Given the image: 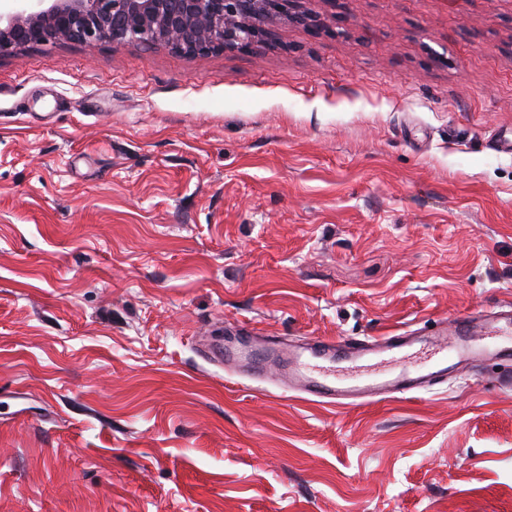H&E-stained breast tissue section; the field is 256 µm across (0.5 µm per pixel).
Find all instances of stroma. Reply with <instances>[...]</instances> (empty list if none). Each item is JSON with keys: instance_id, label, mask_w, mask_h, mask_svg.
I'll use <instances>...</instances> for the list:
<instances>
[{"instance_id": "stroma-1", "label": "stroma", "mask_w": 512, "mask_h": 512, "mask_svg": "<svg viewBox=\"0 0 512 512\" xmlns=\"http://www.w3.org/2000/svg\"><path fill=\"white\" fill-rule=\"evenodd\" d=\"M305 7L0 58V512H512L498 361L352 406L204 359L512 308V0Z\"/></svg>"}]
</instances>
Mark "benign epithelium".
Returning <instances> with one entry per match:
<instances>
[{"label":"benign epithelium","mask_w":512,"mask_h":512,"mask_svg":"<svg viewBox=\"0 0 512 512\" xmlns=\"http://www.w3.org/2000/svg\"><path fill=\"white\" fill-rule=\"evenodd\" d=\"M318 35L324 19L303 0H9L0 11V58L48 44L164 46L202 55L252 52L282 21Z\"/></svg>","instance_id":"1"}]
</instances>
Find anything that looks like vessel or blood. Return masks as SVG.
Instances as JSON below:
<instances>
[{"mask_svg":"<svg viewBox=\"0 0 512 512\" xmlns=\"http://www.w3.org/2000/svg\"><path fill=\"white\" fill-rule=\"evenodd\" d=\"M237 331L242 341L234 352L236 358L252 363L261 370L270 363H277L282 369L286 386L295 388L311 400L331 404L348 400L352 404L363 405L380 397H399L445 382L448 378V358L452 355L462 362L486 352L512 355L511 345L497 342L498 337L512 335V311L484 320L460 316L451 327L428 336H418L413 330L403 329L359 343L318 338L305 354L251 347L247 341L250 333L247 323L238 324ZM418 348L434 349L435 355L428 365L415 370L407 366L406 360ZM384 356L395 362L384 376L360 379L335 374V365L356 364Z\"/></svg>","mask_w":512,"mask_h":512,"instance_id":"1","label":"vessel or blood"}]
</instances>
